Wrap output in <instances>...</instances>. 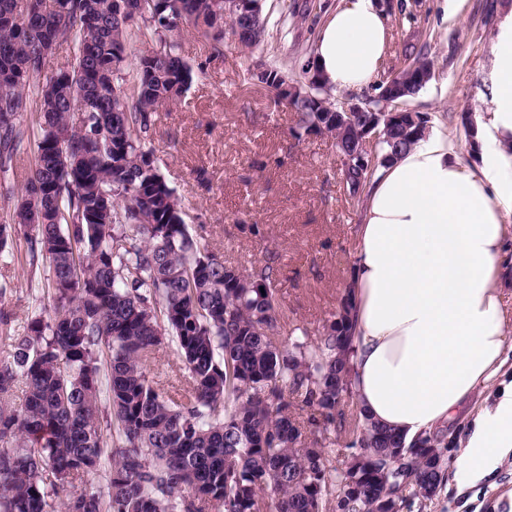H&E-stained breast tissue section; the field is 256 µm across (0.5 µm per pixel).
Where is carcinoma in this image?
I'll use <instances>...</instances> for the list:
<instances>
[{"label": "carcinoma", "instance_id": "carcinoma-1", "mask_svg": "<svg viewBox=\"0 0 512 512\" xmlns=\"http://www.w3.org/2000/svg\"><path fill=\"white\" fill-rule=\"evenodd\" d=\"M54 3L0 0V168L33 149L0 253L9 234L23 235L29 265L47 268L51 307L0 359V512H48L61 493L64 512H409L433 499L447 480L448 434L408 441L346 417L351 291L314 341L304 330L279 345L274 261L244 275L200 247L160 172L157 112L205 67L182 57L184 27L211 44L212 61L227 38L260 42L270 17L232 0ZM69 39L71 67L36 82L47 51ZM144 39L155 47L129 61L128 46ZM248 74L289 104L299 136L376 119L336 111L318 83L288 100L296 79L274 64ZM415 121L424 125L418 112L381 123L372 169L340 171L352 207L377 169L416 144ZM168 342L191 375L178 398L146 374ZM347 433L355 452L331 507L327 444ZM104 464L103 488H76Z\"/></svg>", "mask_w": 512, "mask_h": 512}]
</instances>
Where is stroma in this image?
<instances>
[{
    "label": "stroma",
    "instance_id": "obj_1",
    "mask_svg": "<svg viewBox=\"0 0 512 512\" xmlns=\"http://www.w3.org/2000/svg\"><path fill=\"white\" fill-rule=\"evenodd\" d=\"M342 0H264L272 18L262 41L249 49L225 42L219 61L209 62V43L192 29L182 34V54L205 63L177 103L157 115L154 147L158 164L185 210L189 233L217 256L250 273L266 255H275L281 319L275 339L287 343L300 327L322 333L350 283L362 209L350 207L340 181L341 158L334 138L295 137V114L273 93L247 78L256 61L275 62L291 76L313 57V46L328 11ZM512 0H394L387 19L391 46L382 75L403 69L404 49L425 47L433 77L403 105L421 113L426 128L446 131L459 161L480 163L463 126L488 114L486 85L499 17ZM263 236L250 234V225ZM44 268L25 257H0V282L14 288L0 297L10 322L0 324V353L8 336L40 312ZM175 396L190 382L174 347L160 352L147 370ZM412 512H512V459L470 486L447 480L426 507Z\"/></svg>",
    "mask_w": 512,
    "mask_h": 512
}]
</instances>
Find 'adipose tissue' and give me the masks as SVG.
Here are the masks:
<instances>
[{
  "instance_id": "adipose-tissue-1",
  "label": "adipose tissue",
  "mask_w": 512,
  "mask_h": 512,
  "mask_svg": "<svg viewBox=\"0 0 512 512\" xmlns=\"http://www.w3.org/2000/svg\"><path fill=\"white\" fill-rule=\"evenodd\" d=\"M390 29L374 0L323 23L313 60L331 88L373 85ZM481 164L464 166L434 129L372 178L351 281L353 391L362 414L406 439L433 431L494 378L508 338L497 260L512 212V13L494 35ZM512 457V385L481 411L455 463L469 482Z\"/></svg>"
}]
</instances>
